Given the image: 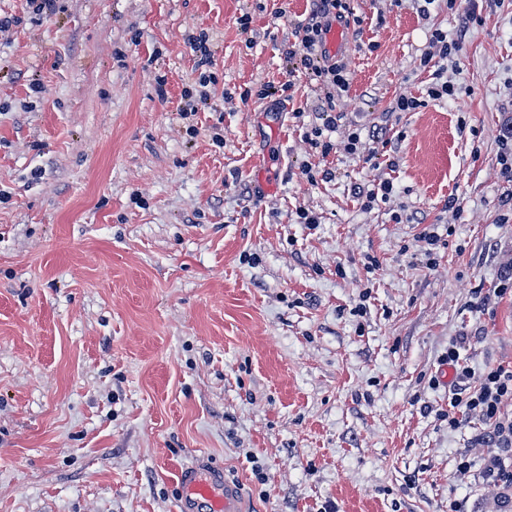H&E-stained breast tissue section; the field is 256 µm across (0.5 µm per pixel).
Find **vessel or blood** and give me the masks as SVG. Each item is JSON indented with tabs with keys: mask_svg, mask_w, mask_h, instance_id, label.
I'll return each mask as SVG.
<instances>
[{
	"mask_svg": "<svg viewBox=\"0 0 512 512\" xmlns=\"http://www.w3.org/2000/svg\"><path fill=\"white\" fill-rule=\"evenodd\" d=\"M329 55L342 56L349 49L344 24L332 23L326 35ZM176 512H247L246 498L238 482L223 468L205 461L185 466L178 473Z\"/></svg>",
	"mask_w": 512,
	"mask_h": 512,
	"instance_id": "1",
	"label": "vessel or blood"
}]
</instances>
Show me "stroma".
<instances>
[{
    "label": "stroma",
    "instance_id": "obj_1",
    "mask_svg": "<svg viewBox=\"0 0 512 512\" xmlns=\"http://www.w3.org/2000/svg\"><path fill=\"white\" fill-rule=\"evenodd\" d=\"M351 5L324 156L283 55L309 0H63L40 21L0 0L20 20L0 33V512H175L197 459L250 512H512L459 472L495 442L474 414L449 427L439 374L453 343L512 365V0H471L466 28L448 0ZM434 28L462 37L441 101ZM202 33L217 83L185 119ZM386 179L364 210L352 187Z\"/></svg>",
    "mask_w": 512,
    "mask_h": 512
}]
</instances>
